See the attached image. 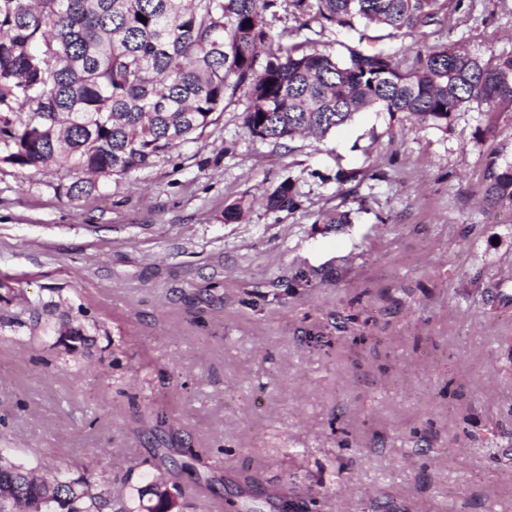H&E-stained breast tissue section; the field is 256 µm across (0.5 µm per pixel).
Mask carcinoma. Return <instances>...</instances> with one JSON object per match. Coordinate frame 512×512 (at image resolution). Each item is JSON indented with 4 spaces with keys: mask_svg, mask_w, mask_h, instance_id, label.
I'll list each match as a JSON object with an SVG mask.
<instances>
[{
    "mask_svg": "<svg viewBox=\"0 0 512 512\" xmlns=\"http://www.w3.org/2000/svg\"><path fill=\"white\" fill-rule=\"evenodd\" d=\"M274 0H0V156L19 171L65 166L69 197L99 191V179L153 166L199 141L224 102L246 91L243 127L263 141L310 133L321 139L371 107L442 127L472 103L512 104V56L488 59L445 45L395 53L351 49L345 65L315 48L276 41L264 14ZM320 25L361 17L413 30L440 0H292ZM145 20H140V17ZM265 64L257 66L259 53ZM485 197L512 208V163L491 161ZM293 210L288 181L224 208L239 220L254 205ZM0 448V512H180L169 491L136 496L95 490L70 467L34 475Z\"/></svg>",
    "mask_w": 512,
    "mask_h": 512,
    "instance_id": "1",
    "label": "carcinoma"
}]
</instances>
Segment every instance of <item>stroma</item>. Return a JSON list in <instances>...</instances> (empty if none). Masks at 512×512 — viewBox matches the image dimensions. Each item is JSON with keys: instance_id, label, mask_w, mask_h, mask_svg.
<instances>
[{"instance_id": "stroma-1", "label": "stroma", "mask_w": 512, "mask_h": 512, "mask_svg": "<svg viewBox=\"0 0 512 512\" xmlns=\"http://www.w3.org/2000/svg\"><path fill=\"white\" fill-rule=\"evenodd\" d=\"M302 22L292 0L265 14L340 59L512 56V0H446L412 31ZM247 103L89 196L0 164V448L136 486L195 453L213 488L180 478L182 512H512V213L484 197L512 107L443 128L372 108L273 142ZM284 181L296 209L225 223Z\"/></svg>"}]
</instances>
